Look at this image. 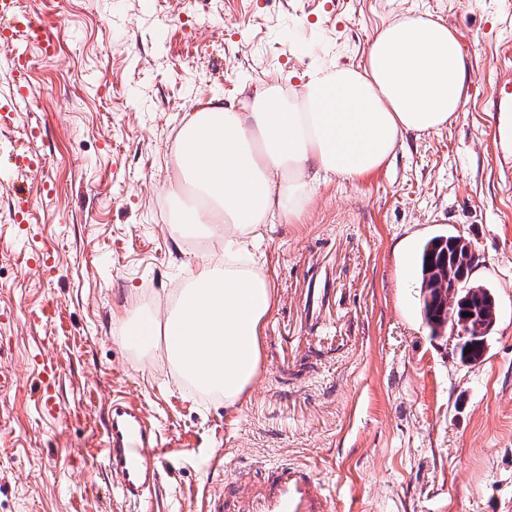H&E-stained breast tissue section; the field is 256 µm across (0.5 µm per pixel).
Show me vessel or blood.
Returning a JSON list of instances; mask_svg holds the SVG:
<instances>
[{
	"instance_id": "b4317fda",
	"label": "vessel or blood",
	"mask_w": 512,
	"mask_h": 512,
	"mask_svg": "<svg viewBox=\"0 0 512 512\" xmlns=\"http://www.w3.org/2000/svg\"><path fill=\"white\" fill-rule=\"evenodd\" d=\"M49 52L53 43L36 24L16 13L14 0H0V74L11 80L14 102L23 106L28 91L22 81V46ZM492 109L498 122L512 117V60H505L497 79ZM172 444L153 426L129 396L112 399L105 462L112 487L121 500L139 505L155 492ZM202 512H335L327 485L306 464L280 462L269 467L260 483L243 488L224 483L203 498Z\"/></svg>"
}]
</instances>
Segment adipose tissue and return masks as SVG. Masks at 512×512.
I'll list each match as a JSON object with an SVG mask.
<instances>
[{
  "instance_id": "obj_1",
  "label": "adipose tissue",
  "mask_w": 512,
  "mask_h": 512,
  "mask_svg": "<svg viewBox=\"0 0 512 512\" xmlns=\"http://www.w3.org/2000/svg\"><path fill=\"white\" fill-rule=\"evenodd\" d=\"M469 59L457 32L406 12L373 38L364 65L328 64L299 87L274 83L240 104L199 101L176 137L164 193L175 236L223 241L221 257L184 288L123 318L124 336L165 357L198 393L235 407L255 382L274 286L255 252L260 230L302 220L327 176L360 180L385 165L405 134L448 127L468 97Z\"/></svg>"
}]
</instances>
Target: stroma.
Here are the masks:
<instances>
[{
    "instance_id": "stroma-1",
    "label": "stroma",
    "mask_w": 512,
    "mask_h": 512,
    "mask_svg": "<svg viewBox=\"0 0 512 512\" xmlns=\"http://www.w3.org/2000/svg\"><path fill=\"white\" fill-rule=\"evenodd\" d=\"M505 3L23 0L52 20L55 48L28 49L25 106L0 76V162L31 158L16 178L27 222L0 187V371L13 379L0 398V512H116L100 449L120 392L180 443L139 512H200L205 487L282 460L312 463L358 512H512V156L484 106L498 48L512 46ZM414 10L460 33L469 99L447 128L406 135L373 175L320 182L301 223L266 234L276 303L249 397L225 409L158 354L127 347L124 308L182 287L223 249L190 248L167 221L175 135L197 100L236 102L326 64H364L376 33ZM448 233L478 255L471 280L498 301L471 365L420 313L419 251ZM314 275L335 290V336L281 362L278 327ZM45 305L50 321L30 323ZM49 360L51 410L36 392Z\"/></svg>"
}]
</instances>
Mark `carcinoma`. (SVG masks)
<instances>
[{"label": "carcinoma", "mask_w": 512, "mask_h": 512, "mask_svg": "<svg viewBox=\"0 0 512 512\" xmlns=\"http://www.w3.org/2000/svg\"><path fill=\"white\" fill-rule=\"evenodd\" d=\"M456 235L438 236L421 248L418 269L421 278L420 301L432 335L440 336L467 322L472 334L456 338V350L463 364L478 362L484 355L498 317L496 298L480 284L462 283L454 287L468 255L467 244H457ZM471 352H465V349Z\"/></svg>", "instance_id": "1"}]
</instances>
